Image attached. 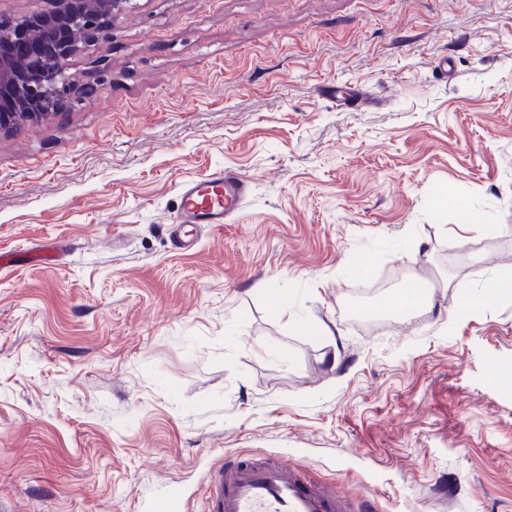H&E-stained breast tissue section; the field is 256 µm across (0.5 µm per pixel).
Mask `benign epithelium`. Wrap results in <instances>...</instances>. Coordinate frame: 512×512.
Segmentation results:
<instances>
[{"label":"benign epithelium","mask_w":512,"mask_h":512,"mask_svg":"<svg viewBox=\"0 0 512 512\" xmlns=\"http://www.w3.org/2000/svg\"><path fill=\"white\" fill-rule=\"evenodd\" d=\"M131 0H47L21 17L0 13V134L47 120L68 104L64 61L80 42H96Z\"/></svg>","instance_id":"1"}]
</instances>
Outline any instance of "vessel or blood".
Listing matches in <instances>:
<instances>
[{
    "label": "vessel or blood",
    "instance_id": "b4317fda",
    "mask_svg": "<svg viewBox=\"0 0 512 512\" xmlns=\"http://www.w3.org/2000/svg\"><path fill=\"white\" fill-rule=\"evenodd\" d=\"M249 192L245 178L232 169L204 181L183 183L180 206L169 227L172 243L191 246V226L231 222ZM210 512H350V500L335 484L309 480L277 457L219 467L208 484Z\"/></svg>",
    "mask_w": 512,
    "mask_h": 512
}]
</instances>
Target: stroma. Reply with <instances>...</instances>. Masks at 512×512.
I'll return each instance as SVG.
<instances>
[{"label": "stroma", "mask_w": 512, "mask_h": 512, "mask_svg": "<svg viewBox=\"0 0 512 512\" xmlns=\"http://www.w3.org/2000/svg\"><path fill=\"white\" fill-rule=\"evenodd\" d=\"M65 68L0 135V512H208L268 456L372 512H512V0H133ZM224 167L235 220L175 249ZM392 275L439 311L379 306ZM249 192L245 178L233 169H220L204 181L185 182L180 186V206L175 224H169L171 242L177 248L192 245L187 227L208 224L211 228L231 222Z\"/></svg>", "instance_id": "stroma-1"}]
</instances>
